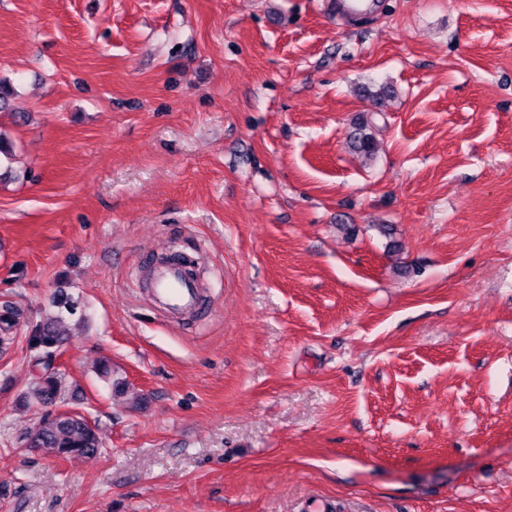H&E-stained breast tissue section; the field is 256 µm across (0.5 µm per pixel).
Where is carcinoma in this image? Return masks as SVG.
<instances>
[{
    "mask_svg": "<svg viewBox=\"0 0 512 512\" xmlns=\"http://www.w3.org/2000/svg\"><path fill=\"white\" fill-rule=\"evenodd\" d=\"M354 145L357 151L371 157L376 151V140L372 123L360 118L355 125ZM64 340L60 321L49 317L34 325L30 348L35 351L34 375L26 399L43 406L67 405L69 380L65 373L52 365L55 348ZM28 447L37 448L58 458L96 457L101 448L96 421L80 413L51 414L41 417L36 426L26 433Z\"/></svg>",
    "mask_w": 512,
    "mask_h": 512,
    "instance_id": "cac0c4a2",
    "label": "carcinoma"
}]
</instances>
